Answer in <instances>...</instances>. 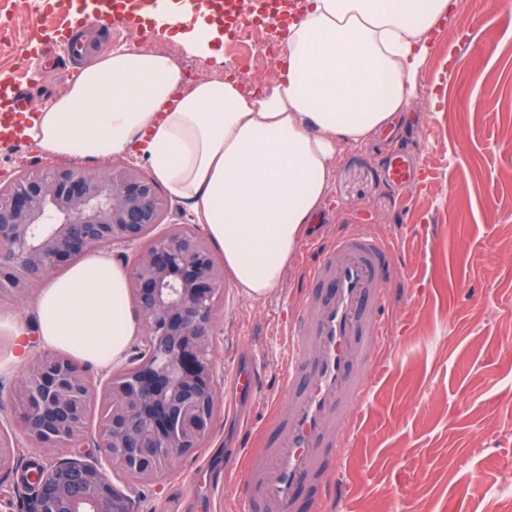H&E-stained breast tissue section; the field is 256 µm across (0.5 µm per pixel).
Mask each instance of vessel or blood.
<instances>
[{
    "label": "vessel or blood",
    "instance_id": "1",
    "mask_svg": "<svg viewBox=\"0 0 512 512\" xmlns=\"http://www.w3.org/2000/svg\"><path fill=\"white\" fill-rule=\"evenodd\" d=\"M156 11L179 6L207 10L225 33L248 24L275 22L287 30L301 9L298 0H153ZM137 0H69V24L61 42L72 56L84 53L78 29L107 18L137 19ZM27 101L15 81L0 78V140L22 138ZM415 157L406 149L391 153L384 177L393 185L412 184ZM399 270L392 247L364 224H355L323 247L310 264L288 331L287 410L270 402L268 418L276 434L262 447L242 446L245 461L240 512H294L300 484L320 498L334 495L330 471L342 448L339 424L353 417L376 366L387 333L384 319L392 300L389 283ZM230 384L238 397L260 389L257 356L237 361Z\"/></svg>",
    "mask_w": 512,
    "mask_h": 512
}]
</instances>
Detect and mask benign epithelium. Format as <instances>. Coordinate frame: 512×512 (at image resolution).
Here are the masks:
<instances>
[{
    "label": "benign epithelium",
    "mask_w": 512,
    "mask_h": 512,
    "mask_svg": "<svg viewBox=\"0 0 512 512\" xmlns=\"http://www.w3.org/2000/svg\"><path fill=\"white\" fill-rule=\"evenodd\" d=\"M1 193L0 295L26 297L91 250L148 240L129 269L145 340L128 366L96 386L84 365L38 352L11 390L31 405L14 419L29 448L83 442L94 399L106 422L93 436L104 457L47 465L26 512H136L107 468L157 485L211 434L221 403L212 353L224 265L199 230L168 222L171 199L134 163L28 169L1 181Z\"/></svg>",
    "instance_id": "benign-epithelium-1"
}]
</instances>
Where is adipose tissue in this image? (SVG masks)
<instances>
[{
	"label": "adipose tissue",
	"instance_id": "adipose-tissue-1",
	"mask_svg": "<svg viewBox=\"0 0 512 512\" xmlns=\"http://www.w3.org/2000/svg\"><path fill=\"white\" fill-rule=\"evenodd\" d=\"M451 0H308L284 38L282 75L250 97L236 78L186 85L160 51L114 46L78 70L25 137L59 157L141 154L156 183L203 224L237 287L261 298L281 283L302 232L324 206L339 151L410 111L418 72ZM163 36L220 56L205 19ZM48 348L99 365L121 358L143 320L120 263L88 254L37 295Z\"/></svg>",
	"mask_w": 512,
	"mask_h": 512
}]
</instances>
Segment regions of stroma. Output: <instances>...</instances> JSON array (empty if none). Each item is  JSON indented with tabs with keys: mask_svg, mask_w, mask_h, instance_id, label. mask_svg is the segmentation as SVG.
Returning <instances> with one entry per match:
<instances>
[{
	"mask_svg": "<svg viewBox=\"0 0 512 512\" xmlns=\"http://www.w3.org/2000/svg\"><path fill=\"white\" fill-rule=\"evenodd\" d=\"M0 0V75L22 86L30 111L69 87L77 65L64 53H27L39 35L65 28L64 15L33 10L19 24ZM88 34L97 50L117 44L166 46L155 31L110 19ZM266 51H259V44ZM282 42L266 30L224 42L221 58L177 48L187 83L251 72L254 93L279 76ZM419 96L391 130L340 151L330 194L316 214L322 240L366 224L393 247L405 292L389 311V341L358 415L345 432L333 473L338 500L316 502L308 484L299 512H504L493 487L512 483V0H453L418 77ZM417 148L418 180L394 187L383 163L405 137ZM33 143H0V180L57 164ZM304 250H296L279 287L256 300L224 282L215 325L218 378L246 352L261 357L264 395L239 403V419L217 416L206 444L156 486L110 472L139 512H227L238 496L225 469L239 470L225 449L241 425L265 427L267 400L280 397L288 321L302 287ZM36 299L0 297V379L19 377L17 333L36 340ZM79 448H31L0 472V512L18 505L37 467L78 457Z\"/></svg>",
	"mask_w": 512,
	"mask_h": 512,
	"instance_id": "obj_1",
	"label": "stroma"
}]
</instances>
